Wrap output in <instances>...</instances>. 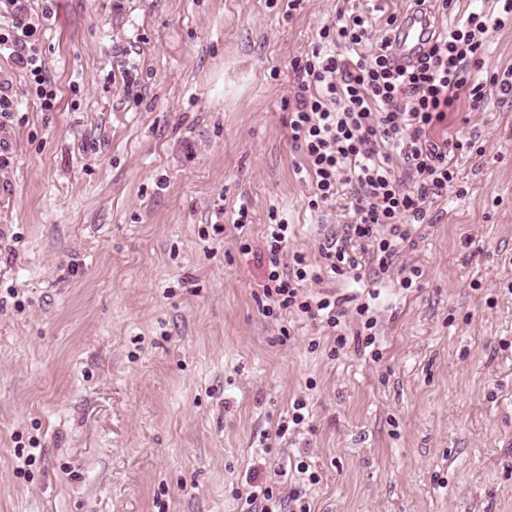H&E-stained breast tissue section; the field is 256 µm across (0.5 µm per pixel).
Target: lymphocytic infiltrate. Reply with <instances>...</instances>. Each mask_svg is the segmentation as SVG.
I'll list each match as a JSON object with an SVG mask.
<instances>
[{"mask_svg":"<svg viewBox=\"0 0 512 512\" xmlns=\"http://www.w3.org/2000/svg\"><path fill=\"white\" fill-rule=\"evenodd\" d=\"M8 4L15 9L14 30L0 34V47L12 51L33 77L43 107L52 108L45 63L28 43L32 25L19 0ZM511 25L512 0H502L497 15L474 11L435 30L417 62L403 66L390 53V36L373 53L363 52L370 36L367 17H341L320 33L333 52L316 48L292 60L297 93L288 127L304 159L297 171L312 186L308 205L334 206L340 186L352 188L344 238L330 242L324 253L332 273L358 268L348 250L354 242L371 251L379 273L390 272L408 238L407 225L424 223L429 207L447 194L457 179L453 157L474 149L475 141L440 139L433 132L460 107L482 111L490 90L512 97L511 71L482 73L491 34ZM287 245L288 225L282 221L268 226L261 246L239 242L240 253L256 256L264 269L267 314L294 312L337 329L352 311L344 299L306 291V283L321 282L322 276L300 254L285 266Z\"/></svg>","mask_w":512,"mask_h":512,"instance_id":"obj_1","label":"lymphocytic infiltrate"}]
</instances>
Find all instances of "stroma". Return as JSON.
Masks as SVG:
<instances>
[{
  "instance_id": "obj_1",
  "label": "stroma",
  "mask_w": 512,
  "mask_h": 512,
  "mask_svg": "<svg viewBox=\"0 0 512 512\" xmlns=\"http://www.w3.org/2000/svg\"><path fill=\"white\" fill-rule=\"evenodd\" d=\"M25 8L56 99L0 53V512H244L246 476L277 470L310 512H512V98L449 115L482 151L455 155L391 276L362 254L320 283L380 293V360L333 356L327 328L265 316L236 242L277 216L326 266L348 215L295 173L289 63L342 13L373 51L407 0ZM298 399L308 427L277 436Z\"/></svg>"
}]
</instances>
